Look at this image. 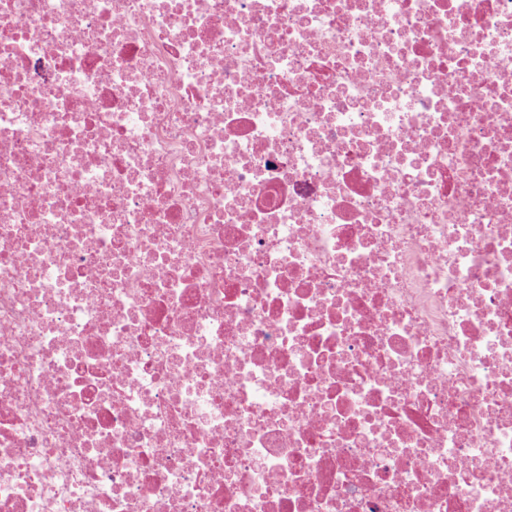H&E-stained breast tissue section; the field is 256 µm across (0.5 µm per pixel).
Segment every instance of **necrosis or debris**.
Returning a JSON list of instances; mask_svg holds the SVG:
<instances>
[{"mask_svg": "<svg viewBox=\"0 0 512 512\" xmlns=\"http://www.w3.org/2000/svg\"><path fill=\"white\" fill-rule=\"evenodd\" d=\"M0 512H512V0H0Z\"/></svg>", "mask_w": 512, "mask_h": 512, "instance_id": "4bbe7bcc", "label": "necrosis or debris"}]
</instances>
